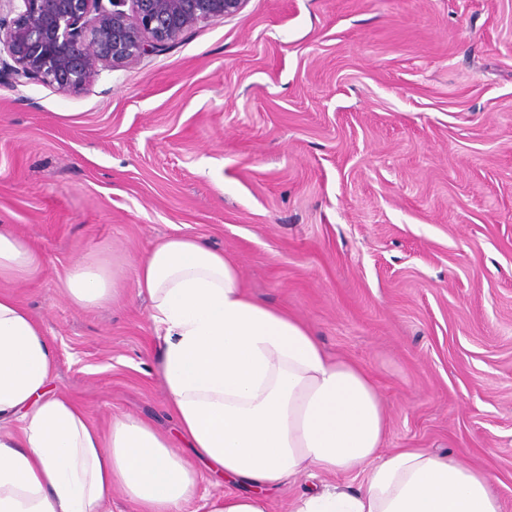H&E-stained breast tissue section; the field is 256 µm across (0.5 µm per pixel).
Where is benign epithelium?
Listing matches in <instances>:
<instances>
[{"label":"benign epithelium","mask_w":512,"mask_h":512,"mask_svg":"<svg viewBox=\"0 0 512 512\" xmlns=\"http://www.w3.org/2000/svg\"><path fill=\"white\" fill-rule=\"evenodd\" d=\"M246 0H0V74L65 93L136 59ZM130 10H125V7Z\"/></svg>","instance_id":"benign-epithelium-1"}]
</instances>
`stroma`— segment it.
I'll use <instances>...</instances> for the list:
<instances>
[{"label":"stroma","instance_id":"obj_1","mask_svg":"<svg viewBox=\"0 0 512 512\" xmlns=\"http://www.w3.org/2000/svg\"><path fill=\"white\" fill-rule=\"evenodd\" d=\"M1 279L50 386L169 433L134 259L190 235L362 366L386 446L452 452L512 512V0H246L79 94L0 78ZM110 270L107 305L59 282ZM34 258L27 240L8 224L0 225V279L26 272ZM60 288L77 305L100 306L109 302L116 291L112 274L102 267L76 261L61 281Z\"/></svg>","mask_w":512,"mask_h":512}]
</instances>
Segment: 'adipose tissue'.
<instances>
[{
  "instance_id": "obj_1",
  "label": "adipose tissue",
  "mask_w": 512,
  "mask_h": 512,
  "mask_svg": "<svg viewBox=\"0 0 512 512\" xmlns=\"http://www.w3.org/2000/svg\"><path fill=\"white\" fill-rule=\"evenodd\" d=\"M27 240L0 225V279L26 272ZM163 333L159 372L176 438L116 417L107 429L48 387L56 353L42 326L0 292V512H179L199 476L187 445L230 488L205 512H269L263 492L297 477L363 475L296 500L291 512H502L486 474L451 454L385 448V408L357 364L331 358L310 327L254 299L238 266L197 238L167 237L134 265ZM77 305L109 302L104 268L74 262L61 281Z\"/></svg>"
}]
</instances>
